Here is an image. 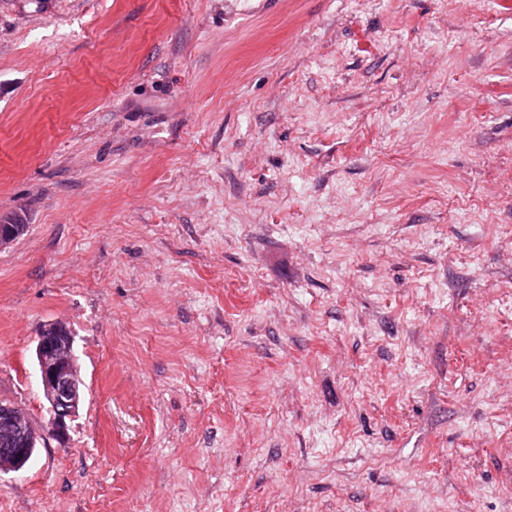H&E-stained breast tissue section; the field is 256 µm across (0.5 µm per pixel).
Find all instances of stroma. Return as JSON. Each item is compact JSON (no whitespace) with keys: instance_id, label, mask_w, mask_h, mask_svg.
Returning <instances> with one entry per match:
<instances>
[{"instance_id":"stroma-1","label":"stroma","mask_w":512,"mask_h":512,"mask_svg":"<svg viewBox=\"0 0 512 512\" xmlns=\"http://www.w3.org/2000/svg\"><path fill=\"white\" fill-rule=\"evenodd\" d=\"M0 512H512V0H0ZM73 343L69 329L59 321L43 326L37 336L38 379L50 413L47 429L36 426L23 408L0 398V475L22 471L41 443L68 442V422L76 416L84 393Z\"/></svg>"}]
</instances>
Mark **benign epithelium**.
Segmentation results:
<instances>
[{
	"label": "benign epithelium",
	"instance_id": "obj_1",
	"mask_svg": "<svg viewBox=\"0 0 512 512\" xmlns=\"http://www.w3.org/2000/svg\"><path fill=\"white\" fill-rule=\"evenodd\" d=\"M73 336L61 322L43 326L37 336L35 357L38 379L50 413V425H35L31 416L11 401L0 398V474L18 473L40 444L69 440V422L82 402L84 381L73 351Z\"/></svg>",
	"mask_w": 512,
	"mask_h": 512
}]
</instances>
